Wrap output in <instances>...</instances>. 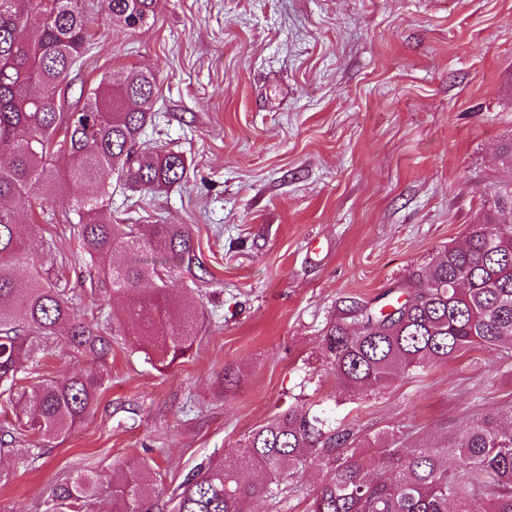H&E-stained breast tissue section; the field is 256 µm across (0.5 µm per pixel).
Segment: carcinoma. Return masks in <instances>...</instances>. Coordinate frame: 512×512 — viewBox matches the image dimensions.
<instances>
[{"label": "carcinoma", "instance_id": "obj_1", "mask_svg": "<svg viewBox=\"0 0 512 512\" xmlns=\"http://www.w3.org/2000/svg\"><path fill=\"white\" fill-rule=\"evenodd\" d=\"M157 0H106L112 23L135 30L155 16ZM83 0H36L0 10V404L22 427L0 434V450L29 429L47 440L71 432L95 407L104 380L96 373L46 379L29 391L25 363L40 367L35 347L70 356L112 355V337L80 319L65 289L25 258L17 213L8 206L35 188L50 197L67 186L96 193L76 200L80 243L97 279L125 297L112 331L155 368L185 357L202 332L199 313L164 287L162 268L192 262L196 242L185 224H114L106 203L115 179L131 189L172 186L187 177L183 155L141 148L144 105L156 94L153 71L132 68L100 81L74 112L62 111V85L84 53ZM495 210H512V182L494 193ZM151 280L155 287L139 292ZM394 312L355 301L325 338L332 369L349 388L380 389L403 370L450 362L475 349L512 346V225L487 212L463 245H450L418 275L417 288L388 303ZM350 428L331 427L300 409L253 429L236 461L199 464L170 505L131 469L106 491L107 512H248L272 499L316 454L330 472L310 512H512V425L488 412L435 447L381 446L367 457ZM99 495L97 479L76 475L53 489L46 512H83Z\"/></svg>", "mask_w": 512, "mask_h": 512}]
</instances>
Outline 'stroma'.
Here are the masks:
<instances>
[{
  "instance_id": "35a3bbf8",
  "label": "stroma",
  "mask_w": 512,
  "mask_h": 512,
  "mask_svg": "<svg viewBox=\"0 0 512 512\" xmlns=\"http://www.w3.org/2000/svg\"><path fill=\"white\" fill-rule=\"evenodd\" d=\"M91 42L65 91L149 66L158 91L143 139L185 156L169 189L113 188L117 224H186L193 265L168 264L167 288L205 313L193 349L157 370L120 337L99 366L55 350L27 379L101 368L105 384L65 437L16 440L0 454V512H45L80 473L108 486L150 464L172 492L198 464L234 460L244 437L288 408L353 428L369 452L387 435L429 445L467 420L512 410V354L474 350L350 390L324 338L343 300L383 304L451 244L464 242L512 180V0H159L130 31L86 0ZM80 188L19 215L38 228L26 251L64 275L81 317L101 328L123 304L95 275L69 219ZM43 458L21 469L28 449ZM326 478L309 461L250 512H308Z\"/></svg>"
}]
</instances>
